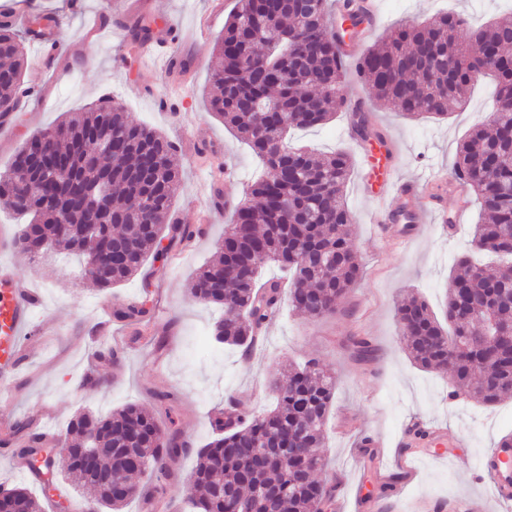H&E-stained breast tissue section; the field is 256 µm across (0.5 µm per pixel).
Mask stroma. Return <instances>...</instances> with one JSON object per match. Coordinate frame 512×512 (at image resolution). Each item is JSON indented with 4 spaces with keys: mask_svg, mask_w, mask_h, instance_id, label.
I'll return each instance as SVG.
<instances>
[{
    "mask_svg": "<svg viewBox=\"0 0 512 512\" xmlns=\"http://www.w3.org/2000/svg\"><path fill=\"white\" fill-rule=\"evenodd\" d=\"M236 3L222 0L221 10L216 11L211 0H114L107 10L103 0H0V13L12 14L18 21L34 10L54 12L62 20L57 50L32 42L26 45L23 81L41 100L36 104L21 100L15 136L0 138V170L30 136L106 93L124 105L135 122L179 140L183 127L157 103L169 84L177 82L196 126L221 152L215 155L203 146L182 148V184L174 215L193 224L210 204L212 174L225 165L235 175L220 185L223 208L214 214L205 236L189 246L164 238L162 258L148 259L138 274L110 290H96L80 279L76 259L65 253L51 254L38 266L21 252L5 253L16 273L40 291L42 303L35 314L41 334L27 345L13 382L14 396L0 401V414L7 415L9 423L26 421L32 429L56 435L52 454L60 466L67 455L66 426L77 412L107 414L128 402L143 404L166 433L177 434L197 448L212 439L208 416L214 407L240 397L253 411L270 409L271 381L281 368L313 358L336 379L327 422V465L318 478L336 485V504L345 512H366L364 502L375 480L362 459L364 439L396 441L403 421L420 417L447 427L449 441L474 462L494 439L512 431V400L492 406L469 397L449 401L448 376L417 368L398 339L397 300L415 294L440 310L453 260L465 250L470 225L480 221L478 205L468 207L457 234L428 223L399 244L385 239L370 222L374 197L383 190V173L397 182L424 183L432 175L449 172L460 139L491 112L494 84L490 78H480L466 104L445 120H411L392 109L374 108L368 118L386 145L362 147L346 135L347 104L368 100L369 91L356 72H349L341 91L344 108L327 125L296 131L292 142L321 153L342 149L353 155L356 164L344 198L355 225L353 243L363 275L336 314L308 319L281 311L268 325L265 343L243 355L212 340L209 329L219 312L196 301L188 290L197 270L215 255L224 226L232 222L247 187L261 173L250 148L207 104L214 40ZM380 7L383 23L368 36L371 45L383 31L446 11L463 14L469 26L477 27L511 11L512 0H380ZM203 15L209 18V38L200 41L195 27ZM142 16L173 23L186 34L183 55L192 61L189 69L163 72L143 63L140 48L131 44L126 30L127 23ZM117 51L123 59L119 66L113 61ZM367 156L373 158L377 174L366 182L360 163ZM117 296L148 303L151 315L145 339H136L130 327L113 320L110 335H101V318L111 315ZM352 334L374 342V361L364 364L350 358L342 342ZM87 370L94 374V384H81ZM162 390L175 393L172 405L155 400V392ZM1 478L26 484L41 512H59L60 504L84 499L83 494L67 491L62 481L51 492H43L39 481L19 468L11 444L0 445ZM429 499H465L473 512L496 508L488 482L446 459L422 461L411 483L386 495V512H413L417 501Z\"/></svg>",
    "mask_w": 512,
    "mask_h": 512,
    "instance_id": "35a3bbf8",
    "label": "stroma"
}]
</instances>
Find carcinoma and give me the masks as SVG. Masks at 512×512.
Masks as SVG:
<instances>
[{
    "label": "carcinoma",
    "instance_id": "cac0c4a2",
    "mask_svg": "<svg viewBox=\"0 0 512 512\" xmlns=\"http://www.w3.org/2000/svg\"><path fill=\"white\" fill-rule=\"evenodd\" d=\"M266 20L264 37L256 40L244 20L249 13ZM330 0H238L215 45L209 109L235 130L261 161L264 172L248 189V201L235 208L233 222L224 226L219 255L200 268L192 281L193 298L222 310L212 335L243 353L252 350L256 332L272 313L288 304L311 318L336 313L361 278L359 256L350 238L352 216L343 189L353 167L342 150L327 154L288 148L291 128L325 124L342 103L338 92L346 74L342 50L358 34L364 14L354 0H344L336 29L329 26ZM56 24L53 14L32 12L22 27L8 15L0 17V113L14 112L24 92L25 43L35 32ZM156 21L143 18L130 27L139 44L154 33ZM466 20L442 13L421 23L404 24L388 32L358 59L356 72L376 100L404 116L445 119L448 109L466 102L473 84L471 59H490L487 72L497 90L512 86V15L495 19L459 39ZM351 124L364 144H383L370 128L365 111L351 114ZM53 133L46 156L29 154L41 138ZM125 140L119 152L102 145L104 135ZM160 156L153 176L143 174L146 153ZM450 174L469 187L480 204L484 222L474 226L470 250L490 251L502 259L478 266L465 254L455 260L442 311L437 316L423 300L396 306L399 341L421 369L451 373L456 385L486 405L512 397V336L490 337L487 327L512 326V198L500 186L512 184V113L492 112L460 141ZM182 162L173 143L151 127L136 123L124 109L103 102L85 112H67L54 127L41 131L19 148L9 167L0 171V198L16 213L32 216L19 234L31 247V230L44 237L57 233L58 212L67 214L70 232L54 248L83 258L88 281L102 290L132 278L150 257H156L164 234L185 241L190 228L171 222L172 204L181 186ZM145 212L140 225L122 224L112 231V248L123 261L101 273L93 267L98 234L84 232L106 210ZM289 273L288 289L281 279L261 280L265 263ZM480 309L469 325L455 322L459 300ZM146 303L119 305L117 322L148 321ZM456 353L448 356V338ZM353 356L361 361L374 354L365 336L348 338ZM275 406L264 413L246 408L238 416L211 412L216 438L198 449L188 480L200 495L189 500L194 512H324L332 506L336 487L320 483L315 474L326 460V421L336 382L314 361L288 365L285 379L274 384ZM99 426L112 453L100 459L99 470L112 484L129 489L109 495L103 485L76 462L87 441L88 428ZM73 436L64 477L90 495L97 512H122L140 496L136 480L146 471L161 480L172 476L178 457L189 445L165 436L154 415L128 403L106 416L90 411L67 424ZM18 458L37 471L44 487L56 482L54 460L45 437L31 432L17 442ZM301 448L299 456L288 449ZM15 512H36L38 504L24 486L9 488Z\"/></svg>",
    "mask_w": 512,
    "mask_h": 512
}]
</instances>
